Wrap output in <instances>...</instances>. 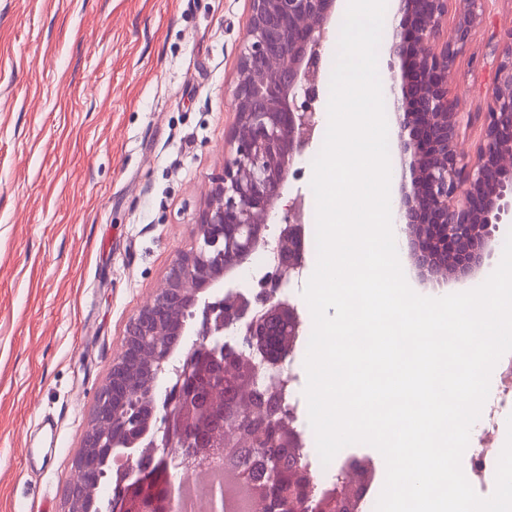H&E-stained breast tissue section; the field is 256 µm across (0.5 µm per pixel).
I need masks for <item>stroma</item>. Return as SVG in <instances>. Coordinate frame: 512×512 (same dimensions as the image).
<instances>
[{"label":"stroma","mask_w":512,"mask_h":512,"mask_svg":"<svg viewBox=\"0 0 512 512\" xmlns=\"http://www.w3.org/2000/svg\"><path fill=\"white\" fill-rule=\"evenodd\" d=\"M247 0H0V512H65L127 322L224 167ZM512 0L455 61L485 108Z\"/></svg>","instance_id":"stroma-1"}]
</instances>
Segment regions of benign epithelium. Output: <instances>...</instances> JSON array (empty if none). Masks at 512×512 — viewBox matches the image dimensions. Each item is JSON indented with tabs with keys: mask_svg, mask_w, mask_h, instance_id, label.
Here are the masks:
<instances>
[{
	"mask_svg": "<svg viewBox=\"0 0 512 512\" xmlns=\"http://www.w3.org/2000/svg\"><path fill=\"white\" fill-rule=\"evenodd\" d=\"M337 0H250L233 89L230 157L211 178L195 224L196 244L178 254L162 284L130 320L92 418L112 415L105 434L84 445L114 463L112 501L99 512H172L174 471L224 455V477L248 493L250 512H353L372 472L348 492L320 488L301 465L304 447L279 380L302 321L278 293L306 263L304 200L288 201L279 232L269 221L293 163L317 127L319 65ZM449 0H398L389 56L403 64L393 88L403 170L397 223L423 281L472 278L491 253L501 215L512 210V50L497 58L484 112H465L448 83L457 55L483 21L485 0H464L450 38H442ZM480 123L474 155L462 129ZM278 263L259 290L227 282L259 249ZM193 333L176 377L163 365ZM98 476L76 457L69 489Z\"/></svg>",
	"mask_w": 512,
	"mask_h": 512,
	"instance_id": "1",
	"label": "benign epithelium"
}]
</instances>
